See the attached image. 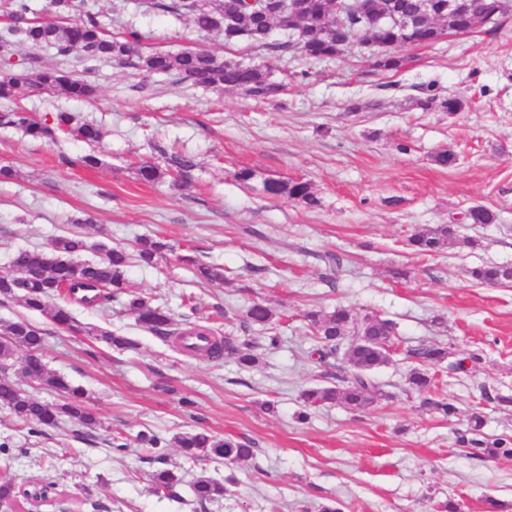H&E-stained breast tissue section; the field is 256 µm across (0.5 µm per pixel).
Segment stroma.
I'll list each match as a JSON object with an SVG mask.
<instances>
[{"mask_svg":"<svg viewBox=\"0 0 512 512\" xmlns=\"http://www.w3.org/2000/svg\"><path fill=\"white\" fill-rule=\"evenodd\" d=\"M113 33L135 28L150 46L208 49L219 57L264 65L285 92L262 103L243 92L169 85L122 68L101 66L100 97L21 96L38 116L68 109L100 124L103 163L68 166L88 153L67 138L34 139L0 127V166L17 179L0 183V274L9 252L48 248L72 233L109 246L158 234L176 247L157 266L132 264L129 291L149 293L174 317L194 296L200 316L224 308L238 325L255 302L279 315L277 347L253 329L259 363L201 359L144 331L120 302L101 311L81 305L85 323L136 339L119 351L89 336L50 327V370L85 389L95 429L63 425L31 434L0 408V446L16 459L17 483L52 482L92 512H512V459L476 458L457 442L483 387L512 395V286L473 282L470 268L512 264V20L482 26L431 45L398 48L401 65L374 68L357 47L306 64L222 36H198L188 21L146 14L135 0H99ZM459 101L448 115L443 100ZM190 153L197 163L186 189L170 178L149 184L137 168L152 160V141ZM452 151L454 166L438 165ZM248 169V183L235 181ZM310 182L319 200L308 208L262 192L264 179ZM496 223L461 218L473 205ZM93 223H85V216ZM460 224L476 247L416 254L409 239L438 224ZM182 254L223 265L220 286L198 284ZM349 307L357 316L394 320L405 348L437 340L454 354L482 350L483 361L444 374L441 397L459 413L433 414L406 384L413 359L395 354L376 377L386 393L366 410L342 405L304 409L303 390L324 383L327 365L311 357L302 316ZM205 430L253 448V458L189 467L176 497L151 490L157 464L137 441ZM127 442L112 450L113 438ZM233 477L230 494L199 507L189 483L199 474Z\"/></svg>","mask_w":512,"mask_h":512,"instance_id":"1","label":"stroma"}]
</instances>
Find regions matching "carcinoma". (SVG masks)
<instances>
[{"instance_id":"carcinoma-1","label":"carcinoma","mask_w":512,"mask_h":512,"mask_svg":"<svg viewBox=\"0 0 512 512\" xmlns=\"http://www.w3.org/2000/svg\"><path fill=\"white\" fill-rule=\"evenodd\" d=\"M35 0H4L6 25L0 27V99L12 101L21 91L31 95L62 94L77 101H90L98 96V84L93 71L100 62L109 61L121 68L139 71L147 76H162L172 84L189 82L205 89L241 90L258 101L271 100L284 89V85L271 79V74L256 64L224 60L202 49L179 52L152 50L147 44L149 36L130 29L120 36L112 35L97 0H46L34 8ZM147 7L167 13L178 20L188 21L200 35L218 33L224 43L247 41L259 48L282 54H296L308 61L336 58V43L350 32L363 36L364 22L351 12L338 21L334 16L332 0H308L311 9L301 20L302 32L297 40L267 41L268 31L279 25V15L268 11L266 0H231L238 14V26L224 28L225 0H145ZM473 30L464 17L444 22L432 17L424 27L409 31L402 27L385 28L376 37L394 46L406 43L427 45L439 41L450 33L466 34ZM27 47L25 57L16 60V47ZM50 49L61 64L51 67L43 62L41 51ZM5 126H14L34 139H55L68 135L90 147L72 164L84 168H97L102 164L97 150L102 141L99 126L82 119L78 113L60 111L50 118L35 119L17 109L3 115ZM155 152L163 165L146 162L138 169L144 182L154 183L164 176L173 184L187 188L191 184L194 160L173 153L157 144ZM263 191L273 196H284L308 207L317 205L318 198L306 181L266 179ZM471 224H493L496 213L484 205L472 206L467 211ZM411 244L422 254L432 255L445 248L464 244L474 245L451 224H438L412 236ZM173 244L160 238L140 237L133 251L122 246L107 247L84 236L71 234L54 239L48 252L38 249H19L11 254L9 264L15 274L0 276V303L17 299L32 312L38 313L51 324L89 336L121 350L137 348L129 336L92 324H83L73 314L66 298L70 297L87 307L103 310L112 307L119 296L127 295L124 307L136 322L155 336L168 341L189 331L211 339L207 355L218 358L226 355L246 367L255 365L258 356L254 346L238 336H215L216 330L191 326L177 328L176 320L163 308L141 294L127 291L126 270L132 261L154 265L169 252ZM84 252L99 254L91 261H78ZM180 260L191 265L202 284L224 283V266L205 263L185 254ZM472 280L484 285L512 283V265L487 264L469 271ZM276 314L266 304L252 303L241 321V330L254 326L273 325ZM306 327L315 342L311 354L322 363L334 360L347 369V375H337L323 385L304 390L301 399L307 406L341 404L350 409L365 410L387 397L375 372L388 364L391 349L398 348L396 324L378 315L357 317L350 309L338 306L330 312L309 311L304 315ZM46 329L33 321L19 317L0 321V406L8 408L21 422L34 426L57 427L70 422L92 430L98 421L87 405L85 390L72 385L63 375L48 369L42 361L30 364L29 371L44 387L60 392L65 399L59 403L39 401L20 388L11 374L16 352L25 353L43 349ZM407 355L418 362L408 375L409 387L419 393H434L438 389L434 369L448 363V347L439 342L423 341L407 350ZM468 428L460 442L482 458H512V438L489 440L483 436L484 412L476 406L467 417ZM141 444L153 450L156 462L162 467L152 474L153 490L168 496H177L176 489L183 483L182 466H166L169 442L150 432L138 434ZM187 463L204 460H245L253 456V449L231 439L217 437L207 431H190L174 438ZM13 457L0 456V506L8 509L26 497L22 488L7 476ZM233 482L202 474L191 484L196 502L205 505L224 498L229 493L227 484Z\"/></svg>"}]
</instances>
